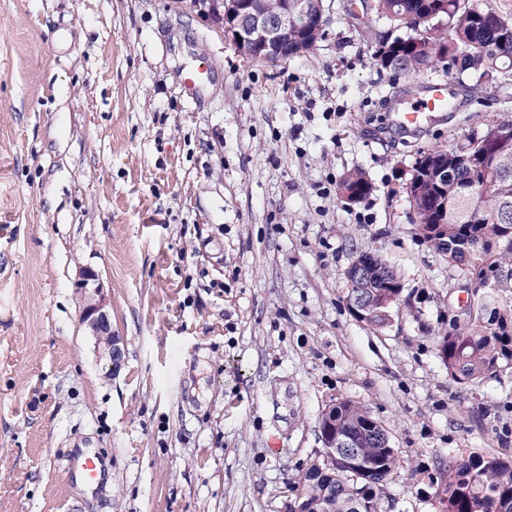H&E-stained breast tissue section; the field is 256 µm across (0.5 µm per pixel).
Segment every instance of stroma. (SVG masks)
<instances>
[{
	"label": "stroma",
	"mask_w": 512,
	"mask_h": 512,
	"mask_svg": "<svg viewBox=\"0 0 512 512\" xmlns=\"http://www.w3.org/2000/svg\"><path fill=\"white\" fill-rule=\"evenodd\" d=\"M327 5L314 54L269 62L187 0H0V512H287L342 399L398 452L396 512H438L448 455L512 459V365L449 380L454 282L405 193L421 152L512 121V79L391 80ZM441 79L456 110L401 128ZM355 169L373 190L350 204ZM358 251L405 284L386 328L347 306ZM85 267L115 373L80 319ZM77 450L104 457L99 487L65 478ZM80 276L77 290L84 297L82 323L90 329L98 345H103L112 371H116L121 366L124 352L121 347V338L112 332L110 318L101 296L102 288H100L99 276L91 268H84Z\"/></svg>",
	"instance_id": "stroma-1"
}]
</instances>
